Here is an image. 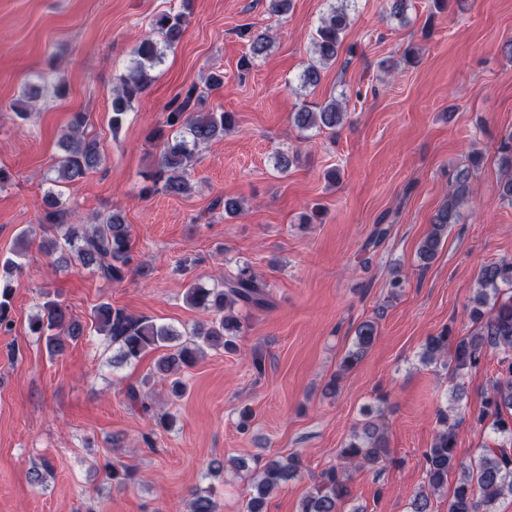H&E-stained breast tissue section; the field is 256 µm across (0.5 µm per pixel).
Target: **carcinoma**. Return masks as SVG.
Masks as SVG:
<instances>
[{"mask_svg":"<svg viewBox=\"0 0 512 512\" xmlns=\"http://www.w3.org/2000/svg\"><path fill=\"white\" fill-rule=\"evenodd\" d=\"M351 2L334 0L329 4L312 39L314 58L300 75L301 87H317L323 78L324 68L336 61L346 31L351 25ZM186 25L183 12L164 10L153 15L149 31L132 50V62L118 78L119 85L112 97V127L124 121L132 101L144 93L154 81L152 72L161 62L164 52L161 46L170 47L180 41ZM249 59L245 64L265 56L271 48L267 33L248 35ZM55 95L66 90L60 81L41 78V83L30 84L24 96L11 106L14 114L23 119L31 103L37 101L46 86ZM196 89L187 91L182 100L173 105L166 118V127L153 130L149 143L158 148L156 172L151 177L156 186L171 195H187L192 191L188 174L194 168L200 148L213 139L224 135L235 123L232 112H199L195 109ZM341 101L331 98L325 104L309 107L304 105L292 115L293 125L306 133L313 129L336 130L344 120ZM87 115L76 112L66 130L60 136L64 154L56 162L58 184L74 185L104 162L105 156L98 138L85 130ZM501 167L504 175L498 193L502 201L512 205V135L500 146ZM469 190V170L456 173L453 189L434 217L432 229L421 241L419 257L426 267L438 253L442 237L448 227L456 223L459 208ZM44 213L43 230L48 235L39 239L38 249L54 258L59 267L72 265L85 270L109 283H121L132 272L131 234L120 212L113 211L93 224L70 220L68 213L59 209V197L52 191L42 200ZM33 230L21 233L13 256L0 260V331H9L12 281L9 277L21 270L17 258L25 255L35 243ZM478 290L470 300L468 315L474 331L467 336H454L445 327L437 335L429 337L423 352L428 364L444 362L451 379L471 376L480 369L485 350L498 352L496 379L487 392L480 410L471 415L475 424L488 425L491 431L509 440V447L484 448L469 464L458 459L457 432L465 417L451 405L438 413V431L430 448L424 452L425 481L416 491L411 502L412 512H431L432 497L448 486V473L458 471L448 512H496L497 502L512 497V261L502 260L481 267ZM186 304L211 315L207 322L196 325L189 335L138 317L122 308H114L102 302L92 311L91 327L96 334L105 337L117 347V361L128 363L138 360L149 351L164 350L155 362V372L170 380L172 396L180 398L185 393L181 378L184 369L192 366L197 357L207 349H236L235 339L242 332L240 309H264L270 306L266 284L251 265H240L236 273L222 282L221 286L207 288L191 283L184 293ZM73 318L67 307L57 299L46 296L37 314L29 321L31 335L45 339L54 356L63 354L70 342L85 335L87 329ZM377 338V326L373 320L361 322L355 337L340 358L336 374L327 385L334 394L342 377L354 370ZM128 404L154 419L155 425L164 430L172 427L173 417L157 414L153 403L141 389L130 386L125 391ZM340 465L326 469L321 479L301 503L300 512H345L351 500L354 474L360 470L378 469L384 462L390 464L389 448L384 431L374 420H366L354 431L340 449ZM302 461L299 455L266 460L254 481L243 512H265L266 499L274 490L301 475ZM187 512H217L214 487L197 488L188 502Z\"/></svg>","mask_w":512,"mask_h":512,"instance_id":"cac0c4a2","label":"carcinoma"}]
</instances>
